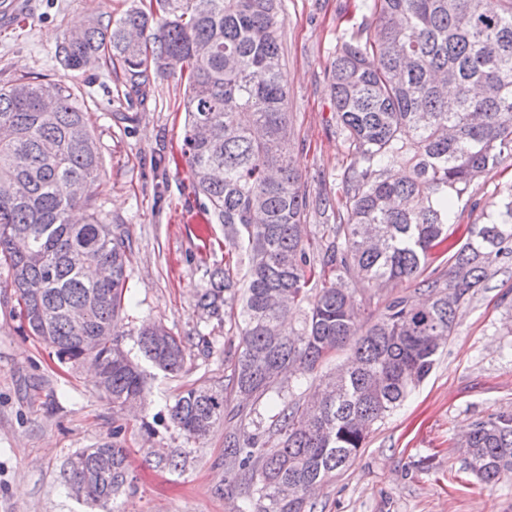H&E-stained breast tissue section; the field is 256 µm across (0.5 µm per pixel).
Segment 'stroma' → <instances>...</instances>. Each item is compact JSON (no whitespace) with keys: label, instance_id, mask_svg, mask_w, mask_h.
<instances>
[{"label":"stroma","instance_id":"1","mask_svg":"<svg viewBox=\"0 0 512 512\" xmlns=\"http://www.w3.org/2000/svg\"><path fill=\"white\" fill-rule=\"evenodd\" d=\"M131 5L21 0L17 15L0 22V85L64 76L85 92L102 152L92 205L126 226L132 247L135 305L123 344L139 357L134 330L145 321L163 325L189 338L185 366L176 375L148 369L144 405L135 411L112 407L90 365L61 364L52 348L24 332L8 270L0 266V512H92L67 494L63 463L74 451L111 438L119 425L134 487L115 503V512H233L240 503L229 488L224 437L230 426L254 433L251 421L221 420L195 442L168 419L169 406L187 388L227 385L239 343L237 306L222 307L217 317L197 306L207 270L224 262V227L192 190L183 153L184 86L175 78L157 81L142 103L127 99L106 72L67 74L54 59L67 30L96 17L119 19ZM363 14L362 0H281L278 16L294 130L290 150L308 199L321 195L337 206L351 154L336 128L328 74L337 46L358 29ZM121 113L132 115V122H118ZM510 181L512 160L474 184L470 200L460 204L455 237L481 222L486 203ZM198 212L208 219L204 241L187 222ZM345 361L339 352L311 373L283 379V394L306 403ZM503 411H512V260L500 263L487 288L464 305L431 374L311 494L313 512H512V474L485 483L461 470L463 451L456 446L472 423ZM174 449L187 455L184 470H157L155 453Z\"/></svg>","mask_w":512,"mask_h":512}]
</instances>
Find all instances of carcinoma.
<instances>
[{"mask_svg":"<svg viewBox=\"0 0 512 512\" xmlns=\"http://www.w3.org/2000/svg\"><path fill=\"white\" fill-rule=\"evenodd\" d=\"M363 0L361 31L342 41L328 90L353 161L341 178L345 211L327 197L315 207L329 223L321 259L304 244L307 194L288 152L277 0H149L113 24L97 19L64 35L56 58L69 71L106 69L135 93L158 79L185 81V157L193 189L209 202L224 240L239 247L209 274L197 304L220 315L235 301L233 273L247 286L237 313L241 349L225 387H191L168 408L171 425L201 440L231 410L257 412L246 439L229 430L224 466L241 473L239 512H307L309 487L363 447L372 425L393 414L424 380L468 299L512 257V184L500 189L448 243L455 205L487 171L512 159V0ZM101 147L83 94L63 80L18 79L0 86V264L9 269L29 332L75 367L92 359L114 407L144 399L147 374L122 347L134 307L131 247L122 224L91 210ZM398 164L402 170L391 172ZM448 270H429L434 254ZM414 296L393 298L359 333V306L398 280ZM301 313L288 329V317ZM191 338L159 324L136 344L164 373L182 370ZM349 351L305 405L280 395V374L310 373ZM238 400L228 407L229 397ZM73 452L63 481L87 487L100 512L132 487L118 440ZM276 437L267 447L264 437ZM461 469L495 482L512 472V413L476 422L463 437ZM180 470L185 456L158 454ZM300 497L290 501L282 488Z\"/></svg>","mask_w":512,"mask_h":512,"instance_id":"obj_1","label":"carcinoma"}]
</instances>
